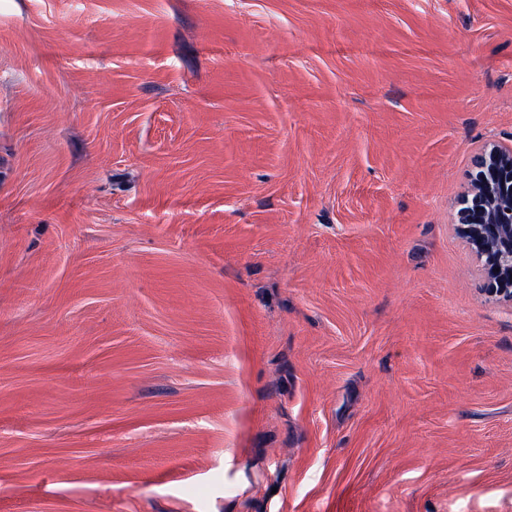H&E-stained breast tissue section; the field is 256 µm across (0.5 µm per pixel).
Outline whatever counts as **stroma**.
I'll use <instances>...</instances> for the list:
<instances>
[{
	"mask_svg": "<svg viewBox=\"0 0 512 512\" xmlns=\"http://www.w3.org/2000/svg\"><path fill=\"white\" fill-rule=\"evenodd\" d=\"M492 147L512 0H0V512H512ZM476 169L471 197L457 214L458 226L486 258L489 293L512 301V149L484 151Z\"/></svg>",
	"mask_w": 512,
	"mask_h": 512,
	"instance_id": "obj_1",
	"label": "stroma"
}]
</instances>
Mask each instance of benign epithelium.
<instances>
[{"mask_svg":"<svg viewBox=\"0 0 512 512\" xmlns=\"http://www.w3.org/2000/svg\"><path fill=\"white\" fill-rule=\"evenodd\" d=\"M471 196L457 220L462 234L485 256L488 291L512 301V149L478 155Z\"/></svg>","mask_w":512,"mask_h":512,"instance_id":"7a95c632","label":"benign epithelium"}]
</instances>
